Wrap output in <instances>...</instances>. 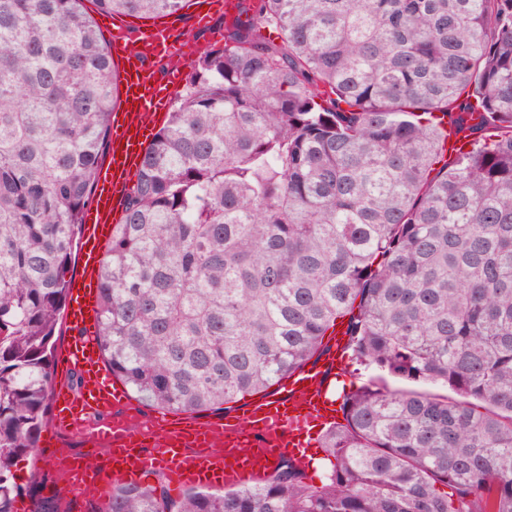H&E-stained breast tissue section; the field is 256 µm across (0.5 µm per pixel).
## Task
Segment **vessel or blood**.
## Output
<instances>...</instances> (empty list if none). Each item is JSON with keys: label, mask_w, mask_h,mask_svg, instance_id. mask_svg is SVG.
Masks as SVG:
<instances>
[{"label": "vessel or blood", "mask_w": 512, "mask_h": 512, "mask_svg": "<svg viewBox=\"0 0 512 512\" xmlns=\"http://www.w3.org/2000/svg\"><path fill=\"white\" fill-rule=\"evenodd\" d=\"M194 23L206 25L213 14L238 13L239 0H198ZM112 59L123 65L124 97L112 114L106 156L84 213L78 271L71 279L64 319L67 341L58 351L63 370L54 378L51 429L57 433L82 432L86 419H99L97 438L104 443L110 463L99 469L84 464L76 469L69 488L75 502L99 500L102 486L138 480L141 473L157 471L171 484L201 487L244 483L267 476L281 456L300 466L308 459L301 436L313 422L327 419L334 410L333 374L347 346L338 337L324 358L305 365L280 381L277 390L252 400L243 413L215 416L205 421L157 415L154 425L165 444L146 450L136 435L121 426L118 413L130 408L126 387L114 380L99 347V267L115 224L122 218L123 203L141 168L149 133L168 111L191 54L189 39L173 26L143 24L112 35ZM170 65L166 79H159L156 61ZM223 435L224 446L202 451L184 443V434Z\"/></svg>", "instance_id": "b4317fda"}]
</instances>
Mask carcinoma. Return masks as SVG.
Here are the masks:
<instances>
[{
	"instance_id": "1",
	"label": "carcinoma",
	"mask_w": 512,
	"mask_h": 512,
	"mask_svg": "<svg viewBox=\"0 0 512 512\" xmlns=\"http://www.w3.org/2000/svg\"><path fill=\"white\" fill-rule=\"evenodd\" d=\"M241 2L106 246L103 360L154 407L228 412L345 319L361 364L415 387L342 397L318 487L288 458L222 494L115 484L103 512H512V0ZM117 100L83 0H0V512L50 408Z\"/></svg>"
}]
</instances>
